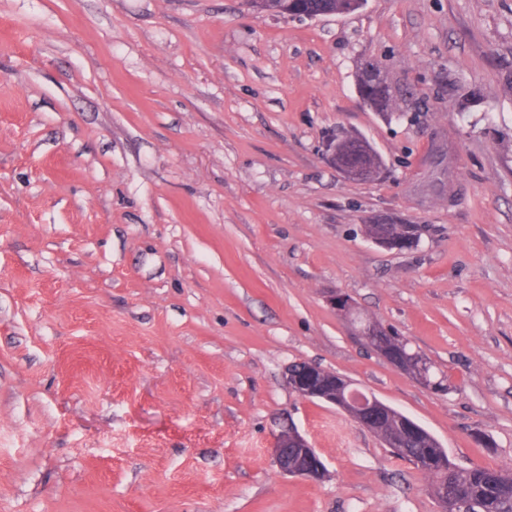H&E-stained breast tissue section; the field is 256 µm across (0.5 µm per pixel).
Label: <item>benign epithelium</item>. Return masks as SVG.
<instances>
[{
    "label": "benign epithelium",
    "instance_id": "1",
    "mask_svg": "<svg viewBox=\"0 0 512 512\" xmlns=\"http://www.w3.org/2000/svg\"><path fill=\"white\" fill-rule=\"evenodd\" d=\"M367 153V145L362 141H355L347 148L335 141L327 140L322 147V156L328 164L346 178L353 180H365L375 176L372 166L362 160ZM417 237H419L418 226L411 225L407 234L401 238L391 239L376 228L368 239L383 249L402 251L407 249ZM327 301L333 309L342 313H348L354 309L350 297L338 291L331 292ZM362 335L380 356H386L387 333L379 325L369 324L363 329ZM284 377L288 386L299 396L338 407L360 426L378 436L391 451H399L395 438L384 430L386 418L393 415V409L389 405L361 392L347 378L338 377L335 372L313 363L291 364L285 370ZM274 454L280 471L286 475L314 481L324 476L325 467L315 449L291 425L280 430L276 435Z\"/></svg>",
    "mask_w": 512,
    "mask_h": 512
}]
</instances>
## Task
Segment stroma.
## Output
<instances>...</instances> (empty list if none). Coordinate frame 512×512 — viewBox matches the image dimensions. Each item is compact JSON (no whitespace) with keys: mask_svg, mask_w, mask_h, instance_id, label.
Segmentation results:
<instances>
[{"mask_svg":"<svg viewBox=\"0 0 512 512\" xmlns=\"http://www.w3.org/2000/svg\"><path fill=\"white\" fill-rule=\"evenodd\" d=\"M339 125L383 178L323 160ZM377 216L417 246H375ZM297 360L459 467H512V0H0V512H438L419 470L288 387ZM289 423L321 480L280 472ZM264 1V12H269L279 16H288L294 14H315L326 10L338 11L342 7L344 0H262ZM330 15V13H320L315 16H306V18H317ZM374 64L366 66L358 76V89L365 87L369 90L371 100L373 101V111L389 112L392 107L393 96L390 93L389 86L384 81V87L375 83L371 78V71ZM374 227L375 228L373 230L371 225L364 224L365 233H370L373 230L367 238L375 245L387 250L402 251L408 249L410 242H415L417 237H419V230L416 225L407 226L410 229L407 234H405L404 237L396 239L387 237L382 230L377 228V226Z\"/></svg>","mask_w":512,"mask_h":512,"instance_id":"stroma-1","label":"stroma"}]
</instances>
